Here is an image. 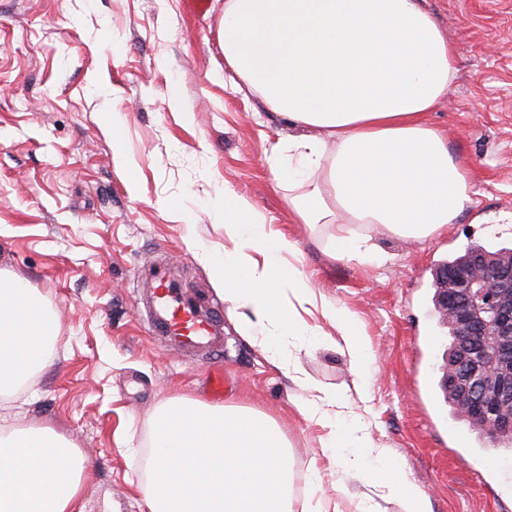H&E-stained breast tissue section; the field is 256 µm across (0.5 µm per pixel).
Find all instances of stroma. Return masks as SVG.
<instances>
[{
    "label": "stroma",
    "mask_w": 512,
    "mask_h": 512,
    "mask_svg": "<svg viewBox=\"0 0 512 512\" xmlns=\"http://www.w3.org/2000/svg\"><path fill=\"white\" fill-rule=\"evenodd\" d=\"M186 0H0V276L28 281L55 317L46 366L0 397L16 427H47L86 457L85 512H147L144 487L156 407L173 397L278 423L290 445L291 495L310 466L324 512H395L381 482L330 469L322 429L296 405L303 380L354 399V410L430 512H512V450L449 434L439 386L451 343L434 301L435 270L470 247L512 248V0H422L456 51L457 76L430 115L473 176L477 204L423 240L365 229L386 261L333 256L340 229L297 224L267 158L292 129L257 96L231 88L220 23ZM177 106H170V98ZM122 119L123 154L112 149ZM247 193L267 223L297 239L295 266L358 319L375 357L357 401L350 357L330 340L284 375L245 339L198 245L224 249L211 211L225 188ZM167 261L224 317L211 364L153 342L138 312L141 270Z\"/></svg>",
    "instance_id": "35a3bbf8"
}]
</instances>
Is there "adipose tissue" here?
<instances>
[{
    "label": "adipose tissue",
    "instance_id": "obj_1",
    "mask_svg": "<svg viewBox=\"0 0 512 512\" xmlns=\"http://www.w3.org/2000/svg\"><path fill=\"white\" fill-rule=\"evenodd\" d=\"M221 32L225 62L299 130L268 159L272 180L297 192L288 203L294 222L347 225L338 254L382 261L357 225L426 238L473 207L470 172L429 121L455 79V51L420 0H224ZM217 217L232 246L202 249L201 258L267 361L287 370L294 347L318 340L299 313L315 305L367 380L374 356L354 316L317 301L291 262L297 241L229 188ZM53 333L54 319L27 281L0 277V395L44 366ZM342 405L322 388L297 408L323 429L334 466L383 481L397 512H428L425 494ZM86 468L50 429L0 424V512H85Z\"/></svg>",
    "mask_w": 512,
    "mask_h": 512
}]
</instances>
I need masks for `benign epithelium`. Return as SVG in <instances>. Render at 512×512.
Listing matches in <instances>:
<instances>
[{"label":"benign epithelium","mask_w":512,"mask_h":512,"mask_svg":"<svg viewBox=\"0 0 512 512\" xmlns=\"http://www.w3.org/2000/svg\"><path fill=\"white\" fill-rule=\"evenodd\" d=\"M436 301L455 345L445 388L461 415L512 434V254L473 251L436 272Z\"/></svg>","instance_id":"1"}]
</instances>
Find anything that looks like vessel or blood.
I'll return each instance as SVG.
<instances>
[{
	"instance_id": "obj_1",
	"label": "vessel or blood",
	"mask_w": 512,
	"mask_h": 512,
	"mask_svg": "<svg viewBox=\"0 0 512 512\" xmlns=\"http://www.w3.org/2000/svg\"><path fill=\"white\" fill-rule=\"evenodd\" d=\"M149 282L145 324L154 339L195 356L223 353L224 322L220 312H206L193 303L163 265L151 268Z\"/></svg>"
}]
</instances>
